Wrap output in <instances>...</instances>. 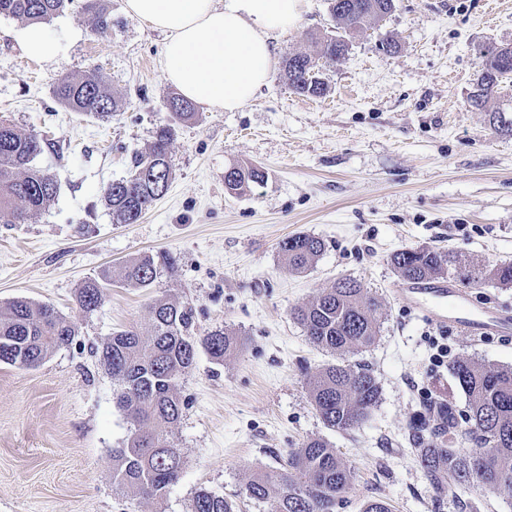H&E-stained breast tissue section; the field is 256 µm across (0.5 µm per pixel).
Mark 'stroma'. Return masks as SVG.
<instances>
[{"instance_id": "obj_1", "label": "stroma", "mask_w": 512, "mask_h": 512, "mask_svg": "<svg viewBox=\"0 0 512 512\" xmlns=\"http://www.w3.org/2000/svg\"><path fill=\"white\" fill-rule=\"evenodd\" d=\"M108 6L104 37L84 0L47 23L60 44L55 62L28 57L24 22L0 15V118L44 140L33 164L58 182L49 210L0 223V305L46 304L79 328L39 367L0 364V512H192L202 487L239 512H264L246 496L247 480L318 437L353 472L336 512H363L374 499L393 512H512V495L472 485L436 496L418 451L444 437L434 422L422 436L411 430L429 401L467 408L448 367L431 363L428 337L447 334L449 360L495 367H512V342L440 329L403 301L405 282L389 264L411 247L512 261V131L492 123L493 111L512 116V81L485 109L468 103L481 50L512 44V0H394L341 62L321 68V97L293 93L282 73L284 58L336 30L327 0H310L273 41L270 79L253 100L237 112L201 106L174 124V178L135 224L113 223L103 191L130 175L177 90L163 73L165 34L129 16L125 0ZM387 37L396 50L382 48ZM91 68L118 103L106 122L66 111L52 94L59 75ZM244 164L263 166L265 182L229 193L226 169ZM296 234L326 249L291 273L279 244ZM158 251L176 257L175 272L149 288L114 283L95 311L79 308L84 280ZM339 278L362 282L382 304L378 340L348 357L368 366L380 399L349 432L326 427L311 404L310 376L335 357L291 316ZM164 296L192 307L195 334L221 327L244 346L220 364L199 353L179 379L184 468L163 497L147 499L112 482V451L131 425L95 349L113 330L147 329L149 305Z\"/></svg>"}]
</instances>
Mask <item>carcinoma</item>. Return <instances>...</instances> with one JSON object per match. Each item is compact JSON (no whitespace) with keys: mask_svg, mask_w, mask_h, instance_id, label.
Returning <instances> with one entry per match:
<instances>
[{"mask_svg":"<svg viewBox=\"0 0 512 512\" xmlns=\"http://www.w3.org/2000/svg\"><path fill=\"white\" fill-rule=\"evenodd\" d=\"M70 0H0V15L28 24L49 22ZM339 25L336 34L315 41L314 55L294 54L283 63L288 87L299 95L320 97L325 83L318 79V62L336 65L350 46V36L371 20H381L394 7L393 0H328ZM94 32L105 35L111 18L105 0H86ZM512 75V51L505 45L481 51L478 98L482 110L496 89ZM55 100L72 112L105 120L117 105L104 76L91 69L78 78L59 76L53 83ZM174 119L194 116L193 102L174 97L169 104ZM171 128L160 127L148 150L135 157L131 175L110 183L104 190L114 224H134L162 198L174 178L169 157ZM42 151L37 134L18 129L0 119V221L21 224L48 209L57 195L53 176L34 167ZM265 170L258 165L232 166L224 176L226 189L241 194L252 184H262ZM325 250L322 239L298 234L283 239L280 252L291 272L307 269ZM394 271L406 281L448 276L465 288L492 282L512 287V262L474 264L452 252L410 248L390 257ZM175 268L173 256L164 251L124 263L120 281L149 288L164 271ZM112 286V271L87 280L77 292L81 310L90 313L101 304ZM380 302L351 278L325 288L308 303L295 307L291 316L315 345L336 355L359 352L375 343L380 332ZM151 328L135 327L112 332L96 350L101 363L121 387L118 405L133 430L123 448L113 450V483L145 498H161L177 482L184 466L171 429L181 419L184 403L176 381L189 373L198 349L216 362L235 353L240 343L222 328L195 336L193 309L161 297L149 305ZM78 326L46 305L14 300L0 306V364L35 368L55 351L73 343ZM456 385L468 399L463 422L451 404L433 409L448 424V444L420 449V464L437 494L462 484H475L497 493H512V368H500L462 358L451 364ZM310 401L324 425L347 431L355 428L377 404L380 387L366 368L331 363L309 379ZM353 475L336 450L320 438L307 441L288 453L280 467L255 474L245 485L246 495L266 512H336L352 486ZM192 512H236V503L215 490L196 491Z\"/></svg>","mask_w":512,"mask_h":512,"instance_id":"obj_1","label":"carcinoma"}]
</instances>
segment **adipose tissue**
<instances>
[{
    "label": "adipose tissue",
    "mask_w": 512,
    "mask_h": 512,
    "mask_svg": "<svg viewBox=\"0 0 512 512\" xmlns=\"http://www.w3.org/2000/svg\"><path fill=\"white\" fill-rule=\"evenodd\" d=\"M310 0H126L167 33L163 72L184 98L235 112L267 83L271 40L299 23Z\"/></svg>",
    "instance_id": "adipose-tissue-1"
}]
</instances>
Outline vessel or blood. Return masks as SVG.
<instances>
[{"mask_svg": "<svg viewBox=\"0 0 512 512\" xmlns=\"http://www.w3.org/2000/svg\"><path fill=\"white\" fill-rule=\"evenodd\" d=\"M405 301L439 325H453L471 335L512 336V317L475 306L466 288L444 279L415 282L401 291Z\"/></svg>", "mask_w": 512, "mask_h": 512, "instance_id": "vessel-or-blood-1", "label": "vessel or blood"}]
</instances>
